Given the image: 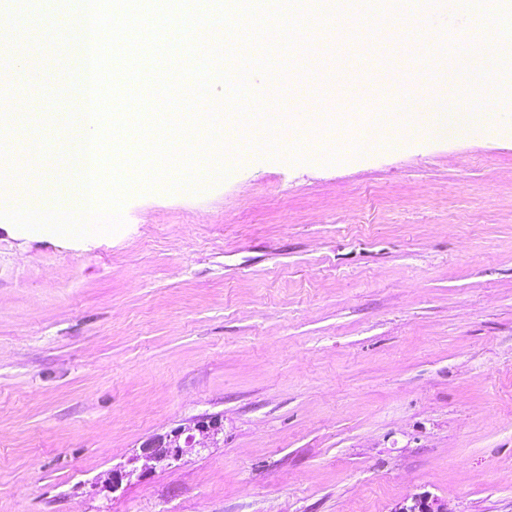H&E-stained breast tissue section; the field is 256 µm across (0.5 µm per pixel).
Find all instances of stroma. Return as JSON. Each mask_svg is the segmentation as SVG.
<instances>
[{
    "mask_svg": "<svg viewBox=\"0 0 512 512\" xmlns=\"http://www.w3.org/2000/svg\"><path fill=\"white\" fill-rule=\"evenodd\" d=\"M0 71L22 45L36 72L0 82L31 177L61 179L78 135L75 99L52 77L48 28L70 0H0ZM387 10L343 22L314 9L318 52L293 90L332 126L276 150L226 145L231 167L202 191L134 194L112 235L72 239L0 219V512H393L426 497L449 512H512V63L466 86L468 117L444 135L389 131L345 151L366 112L400 89L348 66ZM493 7L403 15L380 62L419 91L438 55L495 42ZM32 97L41 112L24 110ZM498 99L504 117L475 105ZM36 138L40 152L27 156ZM224 442L114 493L95 478L150 437L205 414Z\"/></svg>",
    "mask_w": 512,
    "mask_h": 512,
    "instance_id": "1",
    "label": "stroma"
}]
</instances>
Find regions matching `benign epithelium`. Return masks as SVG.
<instances>
[{"label": "benign epithelium", "mask_w": 512, "mask_h": 512, "mask_svg": "<svg viewBox=\"0 0 512 512\" xmlns=\"http://www.w3.org/2000/svg\"><path fill=\"white\" fill-rule=\"evenodd\" d=\"M224 434V424L218 415H202L181 424L164 434L145 441L126 462L120 463L96 478L94 486L101 491L113 492L124 484H131L156 469L178 465L185 457L215 448ZM394 512H447L428 499H415L410 505L402 504Z\"/></svg>", "instance_id": "obj_1"}]
</instances>
